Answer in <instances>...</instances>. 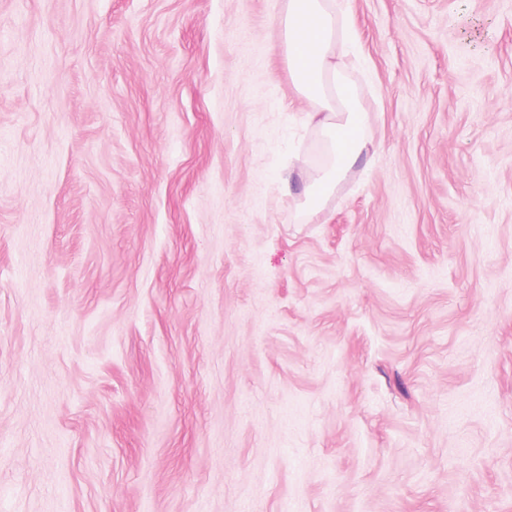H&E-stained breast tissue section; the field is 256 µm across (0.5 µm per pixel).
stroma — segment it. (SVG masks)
<instances>
[{
	"mask_svg": "<svg viewBox=\"0 0 512 512\" xmlns=\"http://www.w3.org/2000/svg\"><path fill=\"white\" fill-rule=\"evenodd\" d=\"M285 0H0V512H512V0H350L370 174ZM344 1L287 0L273 22V48L285 56L294 88L309 104L306 124L321 135L326 151L321 166H306L296 173L299 194L292 193L293 169L279 177L301 214L322 211L353 170L371 169L368 111L346 74L345 59L354 48Z\"/></svg>",
	"mask_w": 512,
	"mask_h": 512,
	"instance_id": "obj_1",
	"label": "stroma"
}]
</instances>
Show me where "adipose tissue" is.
Returning <instances> with one entry per match:
<instances>
[{
	"instance_id": "obj_1",
	"label": "adipose tissue",
	"mask_w": 512,
	"mask_h": 512,
	"mask_svg": "<svg viewBox=\"0 0 512 512\" xmlns=\"http://www.w3.org/2000/svg\"><path fill=\"white\" fill-rule=\"evenodd\" d=\"M276 49L288 62L297 93L309 104L305 121L320 134L325 162L283 174L284 191L300 185L293 200L299 213L322 211L337 186L353 170L369 172V115L358 88L346 74L353 55L348 11L344 0H286L274 22Z\"/></svg>"
}]
</instances>
